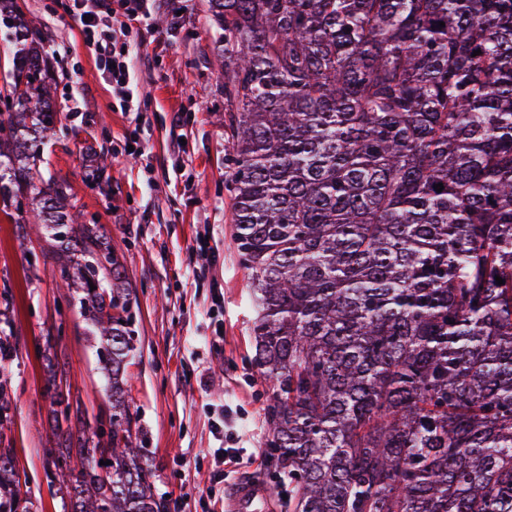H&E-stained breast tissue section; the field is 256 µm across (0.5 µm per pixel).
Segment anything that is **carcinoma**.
Returning <instances> with one entry per match:
<instances>
[{"instance_id": "cac0c4a2", "label": "carcinoma", "mask_w": 512, "mask_h": 512, "mask_svg": "<svg viewBox=\"0 0 512 512\" xmlns=\"http://www.w3.org/2000/svg\"><path fill=\"white\" fill-rule=\"evenodd\" d=\"M209 9L288 509L512 512V0ZM0 25L19 46L0 86V214L51 230L59 287L99 336L112 390L96 442L57 428L51 478L73 512H164L126 397L125 268L67 182L42 180L50 67L17 0H0ZM0 512H37L1 461Z\"/></svg>"}]
</instances>
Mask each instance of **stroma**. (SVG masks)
Masks as SVG:
<instances>
[{
    "label": "stroma",
    "instance_id": "35a3bbf8",
    "mask_svg": "<svg viewBox=\"0 0 512 512\" xmlns=\"http://www.w3.org/2000/svg\"><path fill=\"white\" fill-rule=\"evenodd\" d=\"M43 40L59 122L42 144L41 170L69 182L88 224L106 229L109 248L131 283L134 356L127 367L133 431L152 465L167 512H226L232 481L275 483L266 439L272 394L251 363L254 316L248 276L233 242L232 201L225 187L232 152L225 125L224 62L207 0H156L157 35L128 33L135 60L138 114L122 112L80 25L61 19L57 0H18ZM186 122L172 127L170 114ZM138 139L143 158L126 155ZM187 141V152L176 148ZM209 232L213 260L196 248ZM47 233H23L0 220V311L15 350L0 369L11 399L10 430L0 448L13 449L38 512H70L50 477L56 380L68 391L86 428L112 411L98 370V342L70 295L59 288L43 254ZM58 336L51 349L46 336ZM219 344H211L212 336ZM226 420L238 463L220 481L216 423Z\"/></svg>",
    "mask_w": 512,
    "mask_h": 512
}]
</instances>
